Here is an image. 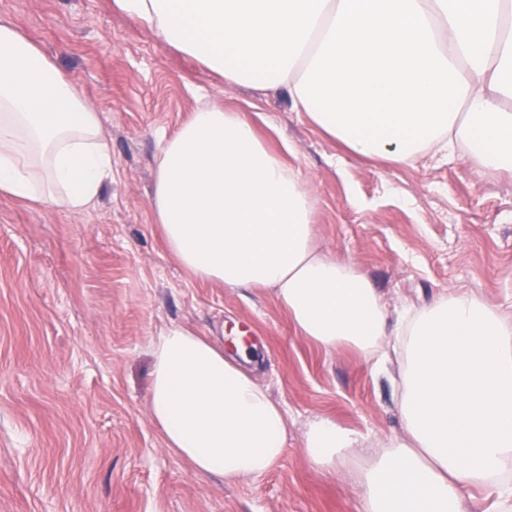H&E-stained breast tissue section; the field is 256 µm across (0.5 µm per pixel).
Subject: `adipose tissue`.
Returning <instances> with one entry per match:
<instances>
[{
  "instance_id": "obj_1",
  "label": "adipose tissue",
  "mask_w": 512,
  "mask_h": 512,
  "mask_svg": "<svg viewBox=\"0 0 512 512\" xmlns=\"http://www.w3.org/2000/svg\"><path fill=\"white\" fill-rule=\"evenodd\" d=\"M226 83L287 92L350 152L412 165L461 156L512 171V0H113ZM112 178L97 112L42 50L0 21V193L76 214ZM151 212L193 278L274 289L296 329L375 368L398 357L402 431L379 438L317 416L303 452L360 490L359 512H512V321L445 290L400 309L319 250L298 169L241 113L205 106L156 158ZM148 412L195 472L260 477L288 416L223 347L172 324L151 339Z\"/></svg>"
}]
</instances>
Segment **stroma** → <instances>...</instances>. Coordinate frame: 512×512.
Returning a JSON list of instances; mask_svg holds the SVG:
<instances>
[{
    "mask_svg": "<svg viewBox=\"0 0 512 512\" xmlns=\"http://www.w3.org/2000/svg\"><path fill=\"white\" fill-rule=\"evenodd\" d=\"M9 19L99 112L112 182L81 214L0 195V512H357L359 492L304 456L321 415L400 432L390 382L295 329L274 291L191 278L150 207L160 136L207 103L291 145L319 249L356 263L389 304L461 288L512 314V175L464 159L407 166L345 152L281 90L226 84L112 0H0ZM171 324L238 330L286 411L288 447L258 478L195 473L147 409L150 341Z\"/></svg>",
    "mask_w": 512,
    "mask_h": 512,
    "instance_id": "obj_1",
    "label": "stroma"
}]
</instances>
